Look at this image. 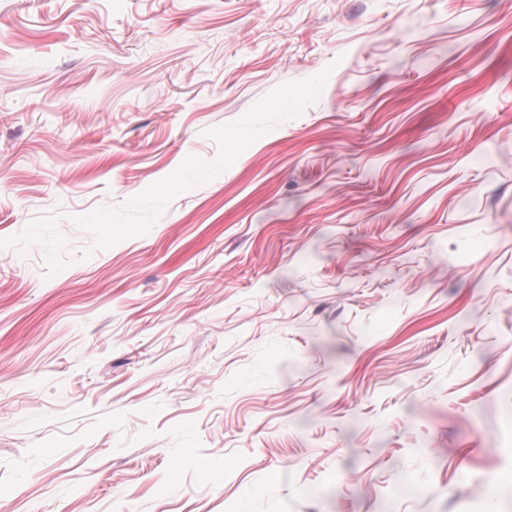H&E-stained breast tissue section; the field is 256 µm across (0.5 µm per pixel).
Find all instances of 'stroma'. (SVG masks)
Returning <instances> with one entry per match:
<instances>
[{
  "label": "stroma",
  "mask_w": 512,
  "mask_h": 512,
  "mask_svg": "<svg viewBox=\"0 0 512 512\" xmlns=\"http://www.w3.org/2000/svg\"><path fill=\"white\" fill-rule=\"evenodd\" d=\"M41 214L73 263L0 249V512H512V0H0V238Z\"/></svg>",
  "instance_id": "1"
}]
</instances>
